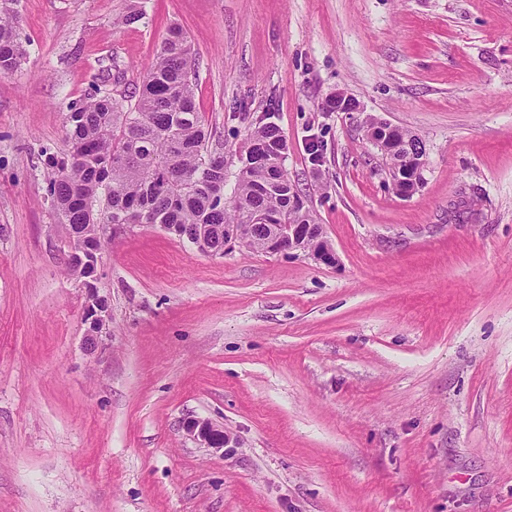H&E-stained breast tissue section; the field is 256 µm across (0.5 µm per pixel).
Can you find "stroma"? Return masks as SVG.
Instances as JSON below:
<instances>
[{
	"instance_id": "1",
	"label": "stroma",
	"mask_w": 512,
	"mask_h": 512,
	"mask_svg": "<svg viewBox=\"0 0 512 512\" xmlns=\"http://www.w3.org/2000/svg\"><path fill=\"white\" fill-rule=\"evenodd\" d=\"M19 0L0 76V512H512V0ZM226 161L270 116L338 260L111 238L112 319L84 292L38 151L168 27ZM363 114L426 145L402 197ZM201 417L239 439L199 447ZM18 0H0V75L13 73L26 56L20 36ZM100 260L94 263V283L96 288H80L85 292V306L83 313V324L85 326L83 345L86 352L92 354L98 350L102 340V334L106 330L111 310L108 298L100 293L99 273Z\"/></svg>"
}]
</instances>
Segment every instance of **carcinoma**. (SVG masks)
I'll use <instances>...</instances> for the list:
<instances>
[{
	"instance_id": "cac0c4a2",
	"label": "carcinoma",
	"mask_w": 512,
	"mask_h": 512,
	"mask_svg": "<svg viewBox=\"0 0 512 512\" xmlns=\"http://www.w3.org/2000/svg\"><path fill=\"white\" fill-rule=\"evenodd\" d=\"M18 0H0V75L13 73L26 56ZM195 60L187 36L172 27L134 91L110 92L96 73L88 93L65 114V148L42 149L36 166L46 178L50 211L59 223L82 232L100 256L112 231L158 224L205 251H224V225L240 226L244 249L267 252V224H314L307 200L288 178V142L272 122H257L235 172V196L224 202L227 170L215 157L223 146L211 135L196 103ZM418 137L406 129L382 144L392 149Z\"/></svg>"
}]
</instances>
